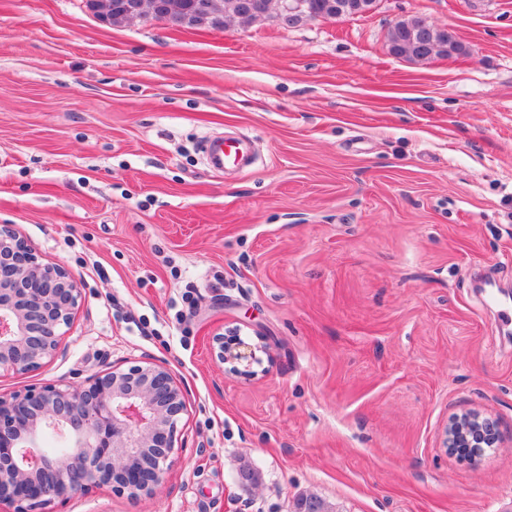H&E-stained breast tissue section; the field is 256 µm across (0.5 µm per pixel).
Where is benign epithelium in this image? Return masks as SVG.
<instances>
[{
	"label": "benign epithelium",
	"mask_w": 512,
	"mask_h": 512,
	"mask_svg": "<svg viewBox=\"0 0 512 512\" xmlns=\"http://www.w3.org/2000/svg\"><path fill=\"white\" fill-rule=\"evenodd\" d=\"M300 9L297 0H279L276 21L286 27ZM81 299L63 266L42 262L11 225H0V373L35 371L52 358ZM240 347L235 336L213 338L216 361L251 380L262 364L256 352L266 348ZM184 409L174 376L152 361L94 375L76 389L48 383L0 395V504L42 512L101 486L132 499L155 494L175 460ZM49 427L71 443L69 451L36 448ZM499 443L497 424L477 414L461 415L446 429L447 449Z\"/></svg>",
	"instance_id": "benign-epithelium-1"
}]
</instances>
